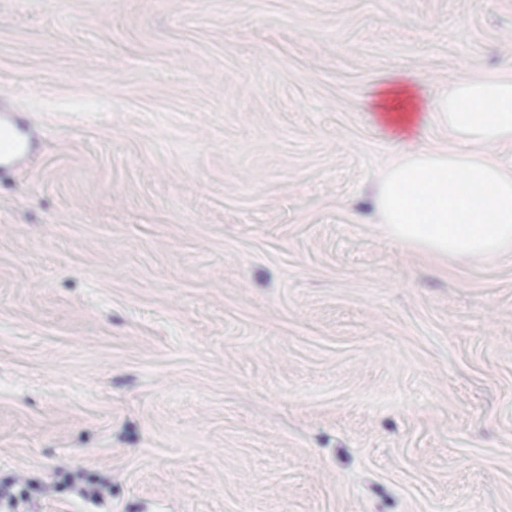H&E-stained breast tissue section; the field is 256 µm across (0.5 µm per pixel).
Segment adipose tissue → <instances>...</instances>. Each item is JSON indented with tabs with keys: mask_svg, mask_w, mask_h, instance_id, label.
Here are the masks:
<instances>
[{
	"mask_svg": "<svg viewBox=\"0 0 512 512\" xmlns=\"http://www.w3.org/2000/svg\"><path fill=\"white\" fill-rule=\"evenodd\" d=\"M368 106L402 147L374 196L390 235L443 258L511 251L512 167L493 152L512 145V77L467 75L431 102L414 77L396 74L372 91ZM430 109L448 123L449 149L417 145Z\"/></svg>",
	"mask_w": 512,
	"mask_h": 512,
	"instance_id": "1",
	"label": "adipose tissue"
}]
</instances>
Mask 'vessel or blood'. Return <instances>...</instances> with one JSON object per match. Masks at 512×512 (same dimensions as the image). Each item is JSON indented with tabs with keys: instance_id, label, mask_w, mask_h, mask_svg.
Here are the masks:
<instances>
[{
	"instance_id": "obj_1",
	"label": "vessel or blood",
	"mask_w": 512,
	"mask_h": 512,
	"mask_svg": "<svg viewBox=\"0 0 512 512\" xmlns=\"http://www.w3.org/2000/svg\"><path fill=\"white\" fill-rule=\"evenodd\" d=\"M40 136L34 119L7 111L0 101V180L10 178L29 159Z\"/></svg>"
}]
</instances>
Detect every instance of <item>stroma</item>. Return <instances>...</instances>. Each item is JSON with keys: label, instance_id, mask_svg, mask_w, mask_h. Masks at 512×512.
I'll return each mask as SVG.
<instances>
[{"label": "stroma", "instance_id": "obj_1", "mask_svg": "<svg viewBox=\"0 0 512 512\" xmlns=\"http://www.w3.org/2000/svg\"><path fill=\"white\" fill-rule=\"evenodd\" d=\"M396 71L512 0H0V512H512V252L387 235ZM0 112V180H5L35 152L41 132L34 119L8 112L2 100Z\"/></svg>", "mask_w": 512, "mask_h": 512}]
</instances>
